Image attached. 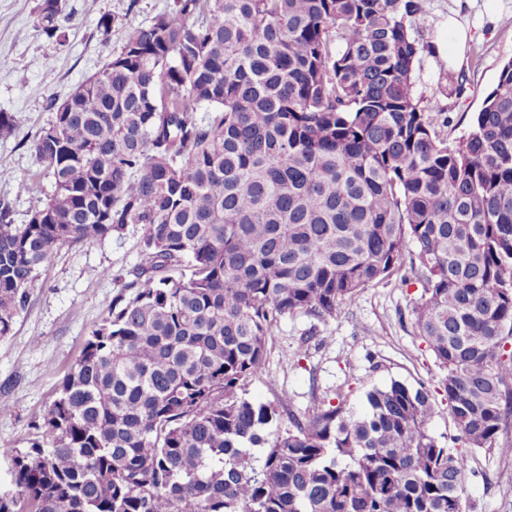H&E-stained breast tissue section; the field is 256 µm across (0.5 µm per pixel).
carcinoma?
<instances>
[{
	"label": "carcinoma",
	"instance_id": "carcinoma-1",
	"mask_svg": "<svg viewBox=\"0 0 512 512\" xmlns=\"http://www.w3.org/2000/svg\"><path fill=\"white\" fill-rule=\"evenodd\" d=\"M423 15L422 0H174L71 93L75 111L50 104L33 150L53 194L25 224L0 203V339L61 249L141 224L142 261L28 449L5 451L0 512H463L471 451L512 456V60L448 141L414 91ZM68 20L42 0L46 52ZM406 262L452 443L429 431L423 384L373 389L360 415L339 390L303 419L286 391L245 397L283 318L334 320Z\"/></svg>",
	"mask_w": 512,
	"mask_h": 512
}]
</instances>
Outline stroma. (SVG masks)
Masks as SVG:
<instances>
[{
  "instance_id": "35a3bbf8",
  "label": "stroma",
  "mask_w": 512,
  "mask_h": 512,
  "mask_svg": "<svg viewBox=\"0 0 512 512\" xmlns=\"http://www.w3.org/2000/svg\"><path fill=\"white\" fill-rule=\"evenodd\" d=\"M41 0H0V112L14 116L16 128L0 137V201L15 223H26L52 192V179L32 149L38 130L53 118L51 102H63L85 79L115 55L123 32L149 25L174 0H65L69 36L57 53L45 51L35 27ZM418 37L425 50L415 92L448 115L447 133L457 138L470 127L485 97L495 88L502 65L512 60V0H425ZM114 19L112 37L103 40L98 21ZM468 31L461 52L443 57L438 42L448 36L449 18ZM463 92H456L458 77ZM30 189L18 193L19 182ZM143 227L126 225L105 240L62 250L41 268L10 336L0 340V451L27 450L34 426L55 397L58 385L79 356L89 329L112 297L124 292L141 264ZM422 290L416 279L392 276L361 291L335 320L322 323L301 314L283 318L268 344L264 375L247 381V398L275 399L288 392L289 407L306 416L328 406L337 393L347 408L366 409V394L401 381L425 385L435 399L429 430L436 437L456 435L448 416L443 370L412 327L411 308ZM512 458L477 450L463 483L466 512H512Z\"/></svg>"
}]
</instances>
